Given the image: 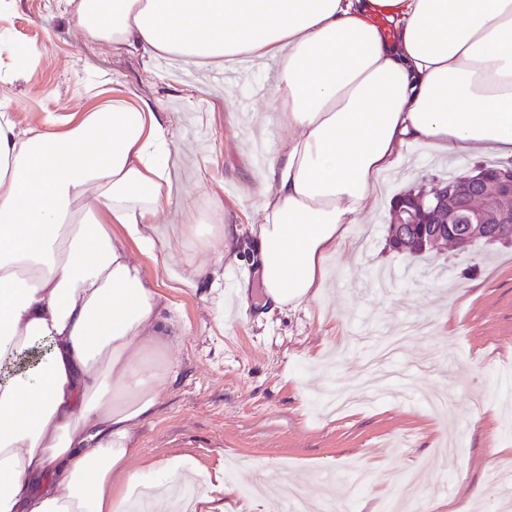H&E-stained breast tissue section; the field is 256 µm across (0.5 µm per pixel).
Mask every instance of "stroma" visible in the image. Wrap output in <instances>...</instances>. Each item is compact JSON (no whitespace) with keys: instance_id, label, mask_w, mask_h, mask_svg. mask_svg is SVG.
<instances>
[{"instance_id":"obj_1","label":"stroma","mask_w":512,"mask_h":512,"mask_svg":"<svg viewBox=\"0 0 512 512\" xmlns=\"http://www.w3.org/2000/svg\"><path fill=\"white\" fill-rule=\"evenodd\" d=\"M69 11L67 0H0V39L33 57L18 68L0 53V100L17 127L124 95L167 113L182 145L170 160L179 200L154 230L171 237L176 258L132 251L170 305L164 330L179 339L176 379L135 429L133 469L180 463L198 479L223 470L241 490L224 512H264L248 495L259 469L291 475L313 499L332 482V512H383L389 497L407 494L415 469L438 512H512V495L487 481L512 462V244L461 253L444 241L421 258L386 244L398 194L492 158L441 159L408 144L398 171L383 177L371 222L348 232L354 255L329 259L321 301L269 310L252 284L249 234L259 216L250 186L267 165L257 150L273 152L279 138L278 128L248 121L263 107L252 89L265 70L223 87L210 68L94 49ZM228 224L241 233L219 262L203 243ZM202 264L206 272L190 276ZM354 468L367 475L362 486L351 483Z\"/></svg>"}]
</instances>
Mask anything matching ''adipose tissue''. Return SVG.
Masks as SVG:
<instances>
[{"label":"adipose tissue","mask_w":512,"mask_h":512,"mask_svg":"<svg viewBox=\"0 0 512 512\" xmlns=\"http://www.w3.org/2000/svg\"><path fill=\"white\" fill-rule=\"evenodd\" d=\"M92 46L231 73L273 65L277 149L250 229L268 303L309 309L407 143L512 158V0H73ZM164 113L118 96L18 129L0 113V512H168L130 471L169 383L165 296L131 246L170 205ZM121 225L115 235L113 225Z\"/></svg>","instance_id":"ef3b65f1"}]
</instances>
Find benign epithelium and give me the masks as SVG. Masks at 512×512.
<instances>
[{
  "mask_svg": "<svg viewBox=\"0 0 512 512\" xmlns=\"http://www.w3.org/2000/svg\"><path fill=\"white\" fill-rule=\"evenodd\" d=\"M422 209L447 214L460 225L456 244L464 248L483 235L485 225L512 229V168L485 169L466 180L448 182L433 196L416 195Z\"/></svg>",
  "mask_w": 512,
  "mask_h": 512,
  "instance_id": "1",
  "label": "benign epithelium"
}]
</instances>
